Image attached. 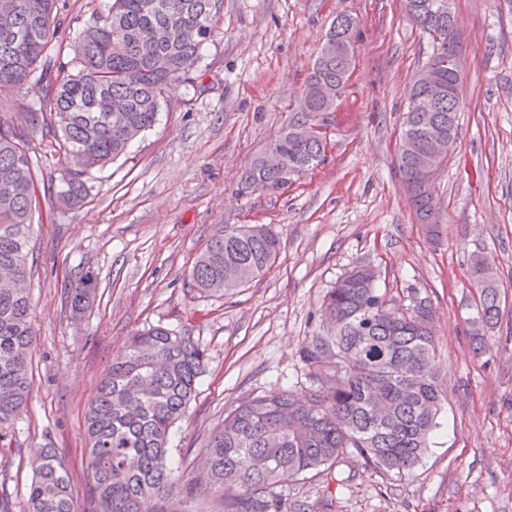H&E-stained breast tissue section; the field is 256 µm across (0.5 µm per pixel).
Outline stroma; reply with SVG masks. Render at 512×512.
<instances>
[{
  "mask_svg": "<svg viewBox=\"0 0 512 512\" xmlns=\"http://www.w3.org/2000/svg\"><path fill=\"white\" fill-rule=\"evenodd\" d=\"M464 79L456 143L438 178L441 238L431 242L394 175L411 85L432 44L402 0H224L189 84L162 102L125 156L86 177L82 206L59 205L63 157L31 136L42 213L29 259L36 342L26 412L0 444V488L25 506L43 446L69 467L80 512L85 411L127 336L150 325L186 332L206 351L197 395L173 429L185 477L201 469L209 432L240 402L310 386L298 351L326 333L327 289L358 264L403 307L435 311L448 401L411 476L366 469L356 453L281 489L307 512H512V0H449ZM356 18L355 64L336 109L316 122L323 161L275 193L236 197L243 171L299 111L309 71L336 15ZM270 224L282 249L234 294L203 297L187 273L219 232ZM491 257L501 328L485 353L469 336V259ZM99 293L81 322L65 301L86 270Z\"/></svg>",
  "mask_w": 512,
  "mask_h": 512,
  "instance_id": "obj_1",
  "label": "stroma"
}]
</instances>
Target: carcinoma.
<instances>
[{
    "label": "carcinoma",
    "instance_id": "carcinoma-1",
    "mask_svg": "<svg viewBox=\"0 0 512 512\" xmlns=\"http://www.w3.org/2000/svg\"><path fill=\"white\" fill-rule=\"evenodd\" d=\"M86 0L73 12L68 0H9L0 6V88L16 91L11 107L19 119L0 120V442L31 395L33 304L19 283L29 276V237L40 205L29 152V127L37 124L63 152L58 198L75 206L86 197L85 177L127 153L129 145L157 121L161 100L180 85L214 36L223 0H112L108 8ZM428 35L453 44L454 17L434 8L414 11ZM356 21L336 17L315 60L295 113L278 135L277 152L295 175L322 159L321 138H302L297 126L331 111L344 92L354 60ZM451 92L433 112H406L394 166L408 202L426 234L439 235L430 190L411 182L432 146L435 129L458 134L463 78L434 51ZM41 90L38 110L25 101L31 79ZM288 187L280 172L254 160L237 194L271 193ZM281 250L268 224H243L211 238L188 272L191 288L204 296L230 294L262 276ZM472 287L479 303L470 335L485 346L501 320V295L494 261L471 258ZM369 264L342 274L328 290L321 317L331 332L310 337L299 349L311 385L307 395L291 390L247 398L229 412L203 448L204 466L188 482L169 457V437L185 417L205 365L194 338L153 326L130 337L101 377L86 413L87 481L96 512H193L197 486L219 498L222 512H288L278 489L295 478L332 466L354 450L365 466L398 477L421 462L439 427L446 400L434 343L431 305L404 310L376 286ZM90 271L68 289L74 318L96 294ZM23 512H75L71 476L54 449L32 464Z\"/></svg>",
    "mask_w": 512,
    "mask_h": 512
}]
</instances>
